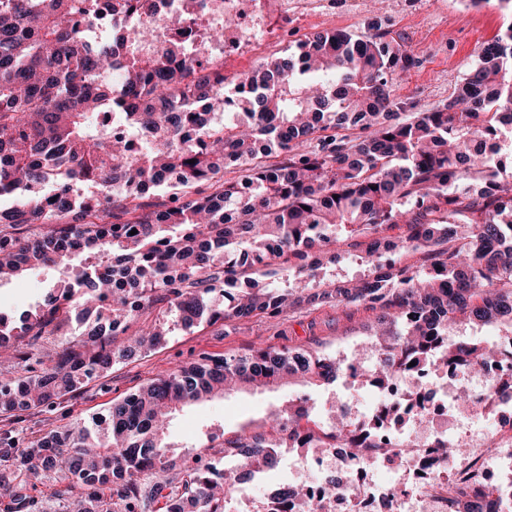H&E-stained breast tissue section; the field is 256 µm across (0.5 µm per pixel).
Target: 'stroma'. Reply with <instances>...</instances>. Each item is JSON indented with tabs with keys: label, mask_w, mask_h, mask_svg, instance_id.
I'll list each match as a JSON object with an SVG mask.
<instances>
[{
	"label": "stroma",
	"mask_w": 512,
	"mask_h": 512,
	"mask_svg": "<svg viewBox=\"0 0 512 512\" xmlns=\"http://www.w3.org/2000/svg\"><path fill=\"white\" fill-rule=\"evenodd\" d=\"M382 6L391 37L421 60L419 67L400 74L394 94L425 108L448 99L477 59L481 47L512 24V13L501 9L497 0H482L478 5L470 0H383ZM371 17L366 0H319L318 7L303 17L287 16L277 7H270L262 20L268 40L242 55L225 59L224 75L230 80L243 77L258 60L283 57L299 41L316 32H365ZM55 280V273L35 272L0 286V312L16 317L42 303ZM375 317V312L364 307L340 305L313 312L296 309L274 324L251 319L223 327L186 329L174 321L162 346L115 365L101 384L90 387L86 399L62 403L52 421H44L39 415L29 416L21 426L37 434L50 424L73 426L87 422L112 400L207 353L245 354L255 347L308 344L343 357L363 341L365 328ZM299 396L309 397L323 411L356 403L367 406L373 400L368 387L342 379L331 386L296 382L275 392L248 391L217 398L185 409L172 421L168 438L174 456L181 462L197 454L207 456L213 438L221 434L262 431L275 406Z\"/></svg>",
	"instance_id": "obj_1"
}]
</instances>
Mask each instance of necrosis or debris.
<instances>
[{
  "mask_svg": "<svg viewBox=\"0 0 512 512\" xmlns=\"http://www.w3.org/2000/svg\"><path fill=\"white\" fill-rule=\"evenodd\" d=\"M280 7L295 4L304 8V0H180L188 18L187 39L204 58H225L241 53L259 42L263 29L255 22L260 8L270 2ZM232 15L235 26L221 41L210 37L217 19ZM447 377L462 378L461 386H447L440 400H432L426 389L435 384V374L425 371L416 379L422 390L420 399L426 418L411 436V447H401L393 425L401 417L400 402L407 398L403 376L374 382L377 397L371 421L378 432L366 436L358 459L332 439H323L314 453L297 460L308 475L307 505L315 512H469L480 505L481 512H507V497L512 494V350L502 349L488 364L468 370L450 367ZM470 395L467 406L456 407L458 389ZM494 394L502 412L493 425L474 429L464 436V455L442 458L441 444L452 435L448 423L471 419L487 394ZM346 473L342 486L325 481L328 472Z\"/></svg>",
  "mask_w": 512,
  "mask_h": 512,
  "instance_id": "1",
  "label": "necrosis or debris"
}]
</instances>
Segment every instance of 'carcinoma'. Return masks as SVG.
<instances>
[{"mask_svg": "<svg viewBox=\"0 0 512 512\" xmlns=\"http://www.w3.org/2000/svg\"><path fill=\"white\" fill-rule=\"evenodd\" d=\"M160 21L186 18L170 0H0V283L57 274L43 303L0 313V417L84 397L162 345L171 315L192 328L363 305L379 312L356 351L369 376L492 360L496 347L454 336L512 335V184L486 150L512 148V26L420 111L393 93L420 60L379 17L301 41L229 90L223 60L153 49ZM340 236L364 238L357 279L326 276ZM410 250L425 263L403 265ZM287 267L293 281L263 280ZM93 311L104 324L66 332ZM354 363L306 345L204 354L89 426L6 432L0 512H224L232 485L279 468L274 449L319 440L316 422L290 400L267 430L224 438L245 465L219 480L200 455L177 465L174 415L231 391L330 385ZM359 433L339 415L336 436Z\"/></svg>", "mask_w": 512, "mask_h": 512, "instance_id": "obj_1", "label": "carcinoma"}]
</instances>
